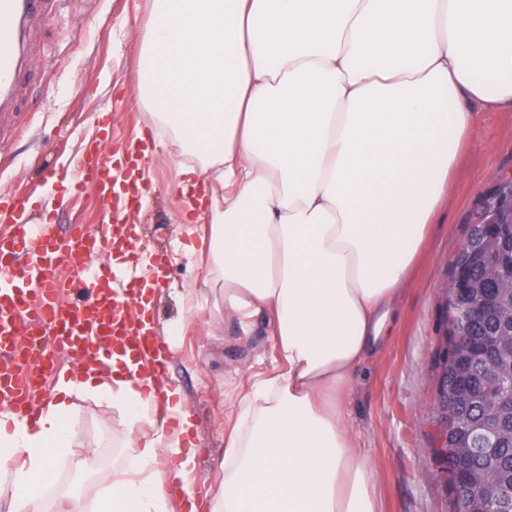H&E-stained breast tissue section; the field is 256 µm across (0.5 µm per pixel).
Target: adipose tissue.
I'll use <instances>...</instances> for the list:
<instances>
[{
	"instance_id": "ef3b65f1",
	"label": "adipose tissue",
	"mask_w": 512,
	"mask_h": 512,
	"mask_svg": "<svg viewBox=\"0 0 512 512\" xmlns=\"http://www.w3.org/2000/svg\"><path fill=\"white\" fill-rule=\"evenodd\" d=\"M139 89L185 181L208 172L224 189L209 271L225 312L244 331L269 315L278 370L238 417L220 512H379L346 394L386 336L475 109L512 110V0H149ZM100 359L60 379L36 419L0 410L10 512L53 459L90 470L92 449L71 452L75 394L134 424L166 397L177 431L156 426L132 468H113L98 509L170 512L154 465L173 452L189 477L192 415L129 357Z\"/></svg>"
}]
</instances>
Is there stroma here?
<instances>
[{
    "label": "stroma",
    "instance_id": "stroma-1",
    "mask_svg": "<svg viewBox=\"0 0 512 512\" xmlns=\"http://www.w3.org/2000/svg\"><path fill=\"white\" fill-rule=\"evenodd\" d=\"M147 11L148 0H62L55 14L30 22L29 53L40 64L25 70L17 91L20 133L0 146V195L27 183L42 195L29 223H40L48 211L58 224L96 229L103 212L97 191L86 186L66 193L61 176L98 139L104 119L112 121L113 147L147 139L141 174L152 191L129 221L138 226L136 239L146 255L166 256L167 278L152 297L158 332L174 340L164 383L180 391L193 415L196 459L189 484L206 489L207 512H216L235 417L254 382L275 373L277 363L265 315L251 318L245 337L237 319L225 313L224 296L209 276V216L189 209L192 195H209L210 186L184 182L175 147L140 99L137 71ZM508 173L512 112L475 111L473 137L430 227L425 255L399 298L390 334L353 373L348 418L359 447L375 464L383 512H458L435 454L436 373L448 328L445 286L479 198L494 175ZM188 243L193 252L185 251ZM190 291L200 306L192 318L185 308ZM71 404L74 448L94 449V471L76 472L60 458L49 484L91 506L111 481L113 466L132 461L129 437L153 430L130 427L107 400L77 394Z\"/></svg>",
    "mask_w": 512,
    "mask_h": 512
}]
</instances>
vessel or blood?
Returning <instances> with one entry per match:
<instances>
[{
    "instance_id": "1",
    "label": "vessel or blood",
    "mask_w": 512,
    "mask_h": 512,
    "mask_svg": "<svg viewBox=\"0 0 512 512\" xmlns=\"http://www.w3.org/2000/svg\"><path fill=\"white\" fill-rule=\"evenodd\" d=\"M47 4L0 0L2 105L16 87V57L24 45L25 26ZM139 162V153L131 149L118 156L94 149L76 160V181L95 183L103 202L111 206L92 233L85 225L72 224L62 235L48 219L16 223L17 213L30 203L28 194L17 187L0 198V217L13 223L12 229L0 231V404L33 415L62 354L82 364L95 360L104 347L128 349L136 359L150 361L152 377L165 374L164 342L151 317L129 312L130 299L139 294L131 282L138 279L144 261L138 242L127 237L126 213L143 196L132 176ZM119 243L130 255L122 270L102 260ZM46 335L53 338L49 350L37 345Z\"/></svg>"
}]
</instances>
